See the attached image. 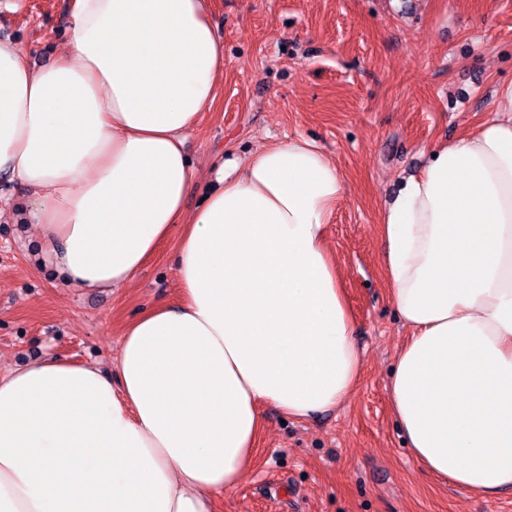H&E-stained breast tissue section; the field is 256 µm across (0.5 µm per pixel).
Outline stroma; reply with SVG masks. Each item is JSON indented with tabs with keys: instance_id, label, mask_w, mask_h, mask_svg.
<instances>
[{
	"instance_id": "obj_1",
	"label": "stroma",
	"mask_w": 512,
	"mask_h": 512,
	"mask_svg": "<svg viewBox=\"0 0 512 512\" xmlns=\"http://www.w3.org/2000/svg\"><path fill=\"white\" fill-rule=\"evenodd\" d=\"M73 0H0V39L36 68L69 39ZM224 46L213 108L184 144L197 177L185 209L215 188L211 167L303 136L339 166L328 243L344 275L365 366L348 402L304 420L262 407L264 427L222 512H512L429 475L392 412L388 380L408 331L382 275L380 210L431 146L491 116L512 83V0H210ZM30 193L0 178V375L56 355L112 369L125 325L179 301L175 225L124 288L70 287L41 263Z\"/></svg>"
}]
</instances>
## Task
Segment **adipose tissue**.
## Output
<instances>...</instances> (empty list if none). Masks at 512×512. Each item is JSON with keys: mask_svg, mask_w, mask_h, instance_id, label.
Returning a JSON list of instances; mask_svg holds the SVG:
<instances>
[{"mask_svg": "<svg viewBox=\"0 0 512 512\" xmlns=\"http://www.w3.org/2000/svg\"><path fill=\"white\" fill-rule=\"evenodd\" d=\"M223 72L209 0H74L40 69L0 40V176L29 188L45 263L120 288L186 226L182 302L125 326L113 372L50 356L0 377V512H216L262 405L301 420L350 396L363 359L326 240L336 163L301 137L228 151L184 213V140ZM493 110L379 214L409 331L394 415L429 474L481 495L512 489V84Z\"/></svg>", "mask_w": 512, "mask_h": 512, "instance_id": "1", "label": "adipose tissue"}]
</instances>
